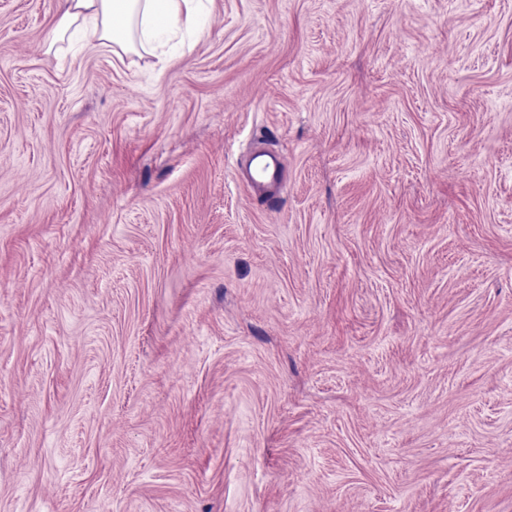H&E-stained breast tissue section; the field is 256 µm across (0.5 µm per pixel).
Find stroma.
I'll return each mask as SVG.
<instances>
[{
  "label": "stroma",
  "instance_id": "stroma-1",
  "mask_svg": "<svg viewBox=\"0 0 512 512\" xmlns=\"http://www.w3.org/2000/svg\"><path fill=\"white\" fill-rule=\"evenodd\" d=\"M57 20L0 0V512H512V0ZM212 0H58L53 41L82 33L89 49L154 55L175 30L204 32ZM254 188L255 193L267 202L276 201L284 181L285 166L279 153L257 144L248 157H241L234 166Z\"/></svg>",
  "mask_w": 512,
  "mask_h": 512
}]
</instances>
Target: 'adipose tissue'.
Wrapping results in <instances>:
<instances>
[{
	"label": "adipose tissue",
	"instance_id": "adipose-tissue-1",
	"mask_svg": "<svg viewBox=\"0 0 512 512\" xmlns=\"http://www.w3.org/2000/svg\"><path fill=\"white\" fill-rule=\"evenodd\" d=\"M211 0H58L61 40L83 34L90 49L155 54L175 30H202Z\"/></svg>",
	"mask_w": 512,
	"mask_h": 512
}]
</instances>
